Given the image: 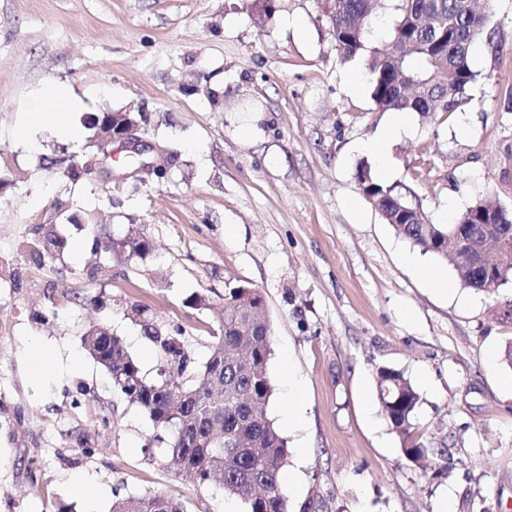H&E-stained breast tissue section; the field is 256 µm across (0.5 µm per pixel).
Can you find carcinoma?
Segmentation results:
<instances>
[{
	"mask_svg": "<svg viewBox=\"0 0 512 512\" xmlns=\"http://www.w3.org/2000/svg\"><path fill=\"white\" fill-rule=\"evenodd\" d=\"M329 34L343 61L365 60L371 98L377 112L453 113L471 103L467 90L480 72L475 70L471 46L486 17L473 0H330ZM386 20L388 39L370 46L367 33L372 22ZM138 112L85 113L82 124L98 134L105 122L117 126ZM60 177L78 179L66 149L49 158ZM364 179V193L376 201L375 210L414 246L453 266L457 281L489 296L497 289L486 284L512 278V264L488 278L462 257L440 247L438 236L458 229L469 236L486 215L498 224L506 244L512 247V210L487 197L468 206L448 225L428 224L410 208L394 188L376 181L367 166L356 170ZM95 250L115 251L129 257L151 249L135 225L119 241L94 239ZM67 239L56 223L40 224L30 242L35 263L62 252ZM144 336L153 345L160 367L147 377L123 340L104 326L87 332L84 345L89 355L107 372L112 392L139 407L158 434L149 445L164 448L166 464L202 486L222 478L224 494L249 496V512H288L282 470L288 463L286 441L267 416L273 395L268 373L272 354L271 327L265 314V298L255 288L237 286L224 296L219 334L214 336L207 360L196 365L183 339L181 327L160 328L133 305ZM376 395L392 429L402 438L401 451L413 464L443 453L414 436V419L420 394L405 374L387 366L376 372ZM110 512H185L182 502L162 494L135 500L115 498Z\"/></svg>",
	"mask_w": 512,
	"mask_h": 512,
	"instance_id": "obj_1",
	"label": "carcinoma"
}]
</instances>
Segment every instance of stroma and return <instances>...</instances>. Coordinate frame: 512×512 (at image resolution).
<instances>
[{
  "label": "stroma",
  "mask_w": 512,
  "mask_h": 512,
  "mask_svg": "<svg viewBox=\"0 0 512 512\" xmlns=\"http://www.w3.org/2000/svg\"><path fill=\"white\" fill-rule=\"evenodd\" d=\"M263 8L0 0V512H109L114 497L158 493L186 512H247L217 482L200 486L166 466L149 417L113 394L83 344L91 323L106 324L154 374L158 357L121 302L181 325L204 362L214 307L238 285L266 300L275 387L266 413L288 445L289 512H512V368L484 361L512 344L501 316L512 281L492 296L463 287L452 266L382 221L355 170L377 167L366 144L391 115L376 111L362 59L340 60L322 0ZM485 12L470 104L409 113L390 149L385 183L433 224L482 195L512 209V0H489ZM52 83L93 112L144 113L147 140L178 150L177 165L162 179L113 181L108 205L86 181L60 180L40 165L58 138L22 145L15 135L20 109ZM60 202L115 240L136 225L151 252L94 253L88 224H68L66 249L34 263L27 244L37 225L56 222ZM431 268L447 290L429 284ZM195 295L210 307L193 306ZM381 365L415 384V424L448 452L428 469L405 460L378 403ZM290 410L303 433L285 426ZM79 475L96 483V505L73 489Z\"/></svg>",
  "instance_id": "1"
}]
</instances>
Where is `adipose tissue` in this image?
Segmentation results:
<instances>
[{
    "instance_id": "obj_1",
    "label": "adipose tissue",
    "mask_w": 512,
    "mask_h": 512,
    "mask_svg": "<svg viewBox=\"0 0 512 512\" xmlns=\"http://www.w3.org/2000/svg\"><path fill=\"white\" fill-rule=\"evenodd\" d=\"M85 107V102L76 97L68 86H45L22 109L16 135L25 141L36 132L47 131L68 141L79 142L82 131L72 116Z\"/></svg>"
}]
</instances>
